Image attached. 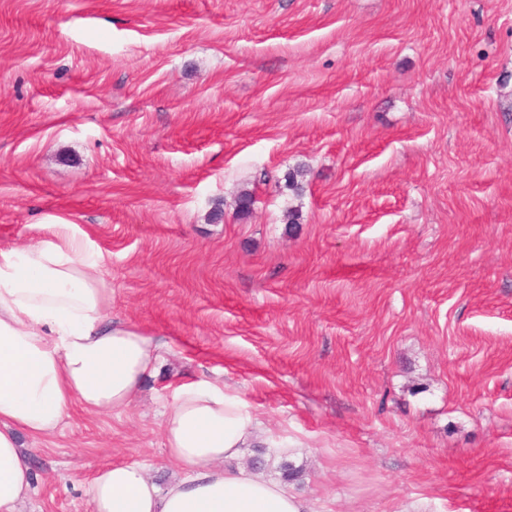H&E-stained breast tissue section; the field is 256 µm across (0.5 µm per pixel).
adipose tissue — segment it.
<instances>
[{
  "label": "adipose tissue",
  "instance_id": "adipose-tissue-1",
  "mask_svg": "<svg viewBox=\"0 0 512 512\" xmlns=\"http://www.w3.org/2000/svg\"><path fill=\"white\" fill-rule=\"evenodd\" d=\"M101 261L71 223L0 249V512H18L33 489L22 437L53 432L75 404L129 407L162 357L150 329L113 319ZM262 433L227 388L181 384L164 420L180 476L162 488L135 464L99 468L86 489L91 512H310L282 483L228 468Z\"/></svg>",
  "mask_w": 512,
  "mask_h": 512
}]
</instances>
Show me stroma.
Masks as SVG:
<instances>
[{
	"instance_id": "1",
	"label": "stroma",
	"mask_w": 512,
	"mask_h": 512,
	"mask_svg": "<svg viewBox=\"0 0 512 512\" xmlns=\"http://www.w3.org/2000/svg\"><path fill=\"white\" fill-rule=\"evenodd\" d=\"M58 218L168 347L129 408L23 438L22 512L178 476L192 380L312 512H512V0H0V248Z\"/></svg>"
}]
</instances>
